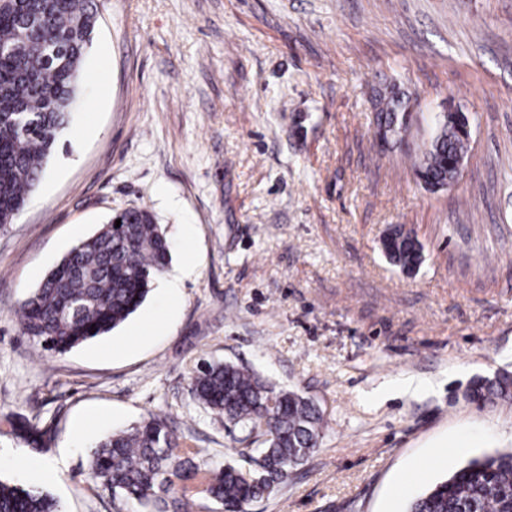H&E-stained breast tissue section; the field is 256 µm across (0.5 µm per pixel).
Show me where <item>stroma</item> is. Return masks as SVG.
<instances>
[{"label": "stroma", "instance_id": "obj_1", "mask_svg": "<svg viewBox=\"0 0 512 512\" xmlns=\"http://www.w3.org/2000/svg\"><path fill=\"white\" fill-rule=\"evenodd\" d=\"M63 136L0 227V479L62 512H121L88 477L95 441L154 412L218 468L239 431L192 399L203 362L250 365L322 411L319 449L250 512H405L469 459L512 449V0H94ZM409 99L405 144L374 136L375 90ZM469 119L455 187L412 158L447 109ZM144 207L194 271L161 279L69 352L23 336L21 302L116 211ZM422 246L411 273L382 239ZM423 380L399 394L393 384ZM48 428L27 444L13 423ZM444 466L412 475L428 456ZM469 396L479 402H511L512 373H505L496 383H486L478 379L472 383Z\"/></svg>", "mask_w": 512, "mask_h": 512}]
</instances>
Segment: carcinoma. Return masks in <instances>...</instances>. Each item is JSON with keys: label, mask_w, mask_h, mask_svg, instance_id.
<instances>
[{"label": "carcinoma", "mask_w": 512, "mask_h": 512, "mask_svg": "<svg viewBox=\"0 0 512 512\" xmlns=\"http://www.w3.org/2000/svg\"><path fill=\"white\" fill-rule=\"evenodd\" d=\"M95 25L94 0L0 4V227L22 212L69 127ZM378 112L390 121L405 109L391 91L379 96ZM442 123L413 163L416 177L429 183L444 180L453 161L468 153V139L458 135L452 114ZM384 248L403 270L421 264L415 238L400 227L391 230ZM169 260V243L147 209L118 211L20 304V330L55 353L103 336L141 306ZM190 393L240 433L263 438L258 456L250 457L251 481L232 463L201 468L196 460L203 449L181 447L159 414L101 439L89 457L90 478L138 512H190L196 498L221 504L223 512H249L319 447L323 415L313 402L244 365H204L192 377ZM469 396L483 403L511 402L512 373L495 383L474 381ZM0 512L61 510L42 488L0 482ZM407 512H512V451L469 460L412 499Z\"/></svg>", "instance_id": "carcinoma-1"}]
</instances>
